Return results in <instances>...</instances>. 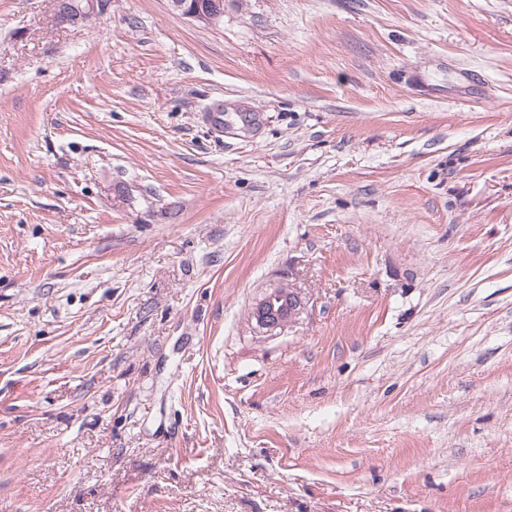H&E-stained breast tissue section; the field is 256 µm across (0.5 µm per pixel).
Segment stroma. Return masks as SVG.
<instances>
[{
    "mask_svg": "<svg viewBox=\"0 0 512 512\" xmlns=\"http://www.w3.org/2000/svg\"><path fill=\"white\" fill-rule=\"evenodd\" d=\"M53 8L0 0V512H512V0ZM64 2L65 8H72L81 0H59ZM111 0H88L84 9L78 12H71L65 8L57 7L55 12V23L62 26H76L106 13L111 7ZM170 8L192 22L206 26H219L224 20V10L205 7L198 0H168ZM301 292L288 282L287 274L262 293L250 309V321L262 336H278L284 327L304 310Z\"/></svg>",
    "mask_w": 512,
    "mask_h": 512,
    "instance_id": "35a3bbf8",
    "label": "stroma"
}]
</instances>
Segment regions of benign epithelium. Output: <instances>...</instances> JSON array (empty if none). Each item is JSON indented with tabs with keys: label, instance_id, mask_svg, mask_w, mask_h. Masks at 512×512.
<instances>
[{
	"label": "benign epithelium",
	"instance_id": "obj_1",
	"mask_svg": "<svg viewBox=\"0 0 512 512\" xmlns=\"http://www.w3.org/2000/svg\"><path fill=\"white\" fill-rule=\"evenodd\" d=\"M170 8L192 22L216 27L224 20V10L203 6L198 0H168ZM111 7V0H87L84 9L71 12L58 8L55 23L62 26H76L86 23ZM305 302L301 292L282 275L278 283L266 289L250 309L249 318L255 322V329L263 336H278L284 327L304 310Z\"/></svg>",
	"mask_w": 512,
	"mask_h": 512
}]
</instances>
